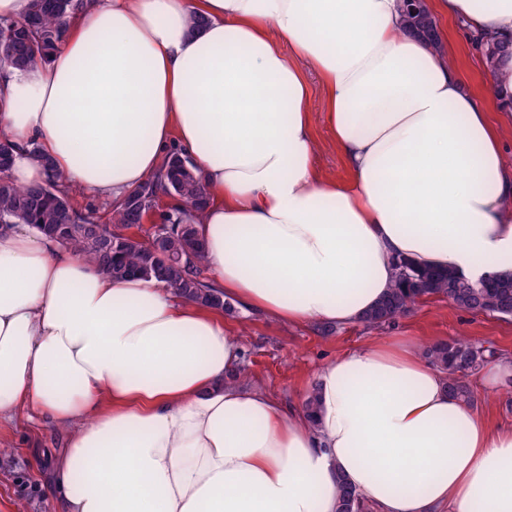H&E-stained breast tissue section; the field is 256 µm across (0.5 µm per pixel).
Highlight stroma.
I'll use <instances>...</instances> for the list:
<instances>
[{
    "label": "stroma",
    "mask_w": 512,
    "mask_h": 512,
    "mask_svg": "<svg viewBox=\"0 0 512 512\" xmlns=\"http://www.w3.org/2000/svg\"><path fill=\"white\" fill-rule=\"evenodd\" d=\"M225 321L241 336L248 386L294 405L311 389L324 363L375 340L402 336L419 346L463 336L512 355V319L467 313L439 297L424 299L410 314L382 328L338 325L327 336L317 324L291 326L244 308ZM469 383L481 417L494 427L512 426V385L490 393L480 389L478 376ZM0 433L12 439L8 452L0 454V512H56L48 483L66 430L48 423H6Z\"/></svg>",
    "instance_id": "obj_1"
}]
</instances>
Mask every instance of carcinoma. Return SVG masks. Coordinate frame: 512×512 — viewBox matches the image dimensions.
Segmentation results:
<instances>
[{
	"instance_id": "obj_1",
	"label": "carcinoma",
	"mask_w": 512,
	"mask_h": 512,
	"mask_svg": "<svg viewBox=\"0 0 512 512\" xmlns=\"http://www.w3.org/2000/svg\"><path fill=\"white\" fill-rule=\"evenodd\" d=\"M94 0H31L22 18H0V64L24 68L48 61L63 41L72 19L84 13ZM411 25L431 35L426 10L403 4ZM491 67L512 56L502 42H484ZM9 160L0 159V224H27L41 235L74 249L115 280L138 276L165 282L176 295L227 314L233 305L224 292L203 278L205 244L197 224L207 201V190L194 173L188 157L173 155L159 173L138 187L123 201L110 206L111 223L100 224L94 211L76 207L56 174L33 186H19L11 178L15 145L9 144ZM160 196L178 198L180 205L160 216L162 234L130 233L141 224L152 201ZM439 296L461 310L512 318V269L472 281L448 267L419 266L405 258L398 263L393 287L364 317L367 327L389 324L408 313L424 297ZM422 356L447 377L452 395L465 403L472 401L466 378L476 372L496 351L468 338L459 337L426 345ZM336 512H365L359 496L343 481H337Z\"/></svg>"
}]
</instances>
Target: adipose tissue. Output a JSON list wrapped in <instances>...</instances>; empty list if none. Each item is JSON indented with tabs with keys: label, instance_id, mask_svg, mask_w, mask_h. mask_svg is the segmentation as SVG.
<instances>
[{
	"label": "adipose tissue",
	"instance_id": "adipose-tissue-1",
	"mask_svg": "<svg viewBox=\"0 0 512 512\" xmlns=\"http://www.w3.org/2000/svg\"><path fill=\"white\" fill-rule=\"evenodd\" d=\"M97 0L46 63L0 67L16 184L46 173L116 203L174 152L208 193L209 282L286 324L360 323L402 257L476 281L512 264V58L483 96L451 32L512 46V0ZM345 176L314 162L306 69ZM242 345L218 309L114 280L24 224H0V422L66 428L59 512H512V427L389 339L324 364L308 419L227 383ZM336 512H365L359 496L342 480L337 481Z\"/></svg>",
	"mask_w": 512,
	"mask_h": 512
}]
</instances>
